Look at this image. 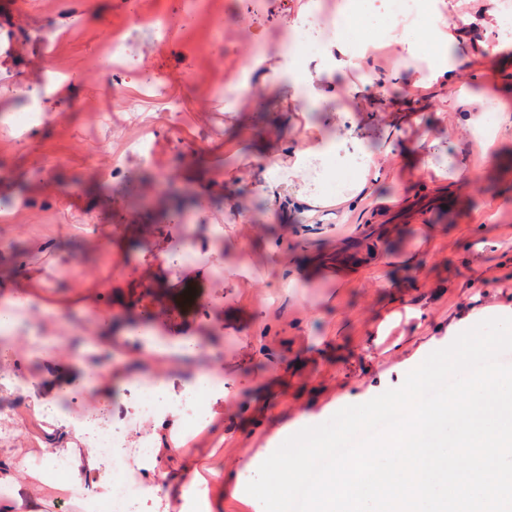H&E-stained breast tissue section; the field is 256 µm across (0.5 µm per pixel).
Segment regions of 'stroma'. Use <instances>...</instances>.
<instances>
[{
	"instance_id": "1",
	"label": "stroma",
	"mask_w": 512,
	"mask_h": 512,
	"mask_svg": "<svg viewBox=\"0 0 512 512\" xmlns=\"http://www.w3.org/2000/svg\"><path fill=\"white\" fill-rule=\"evenodd\" d=\"M366 7L369 68L310 86L339 33L300 55L298 24L343 21L348 0H139L134 15L126 0H0V301L29 298L0 354L1 380H30L0 389L17 424L0 431L10 512H82L86 486L112 492L75 430L33 400L80 418L107 391L113 428L157 431L158 469L127 465L149 491L144 512H263L246 485L300 418L316 426L400 387L460 333L512 317V17L498 0H423V26L406 28L380 0ZM115 39L128 59L110 78L100 62ZM403 48L423 76L449 70L446 94L391 80ZM261 78L258 99L241 96ZM43 89L48 116L23 123ZM460 94L470 103L453 109ZM349 130L378 159L368 194L335 205L359 177L347 166L313 214L258 187L255 165ZM462 168L476 190H454ZM43 338L65 355L39 356ZM189 342L223 393L193 428L138 421L127 360L153 355L176 397L192 368L155 347ZM42 448L69 449L68 474L31 466L9 484Z\"/></svg>"
}]
</instances>
